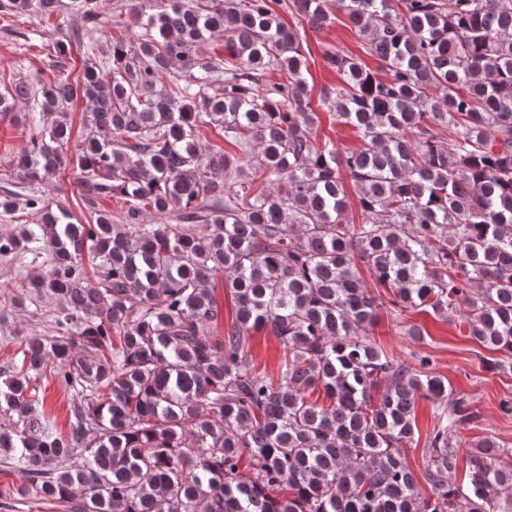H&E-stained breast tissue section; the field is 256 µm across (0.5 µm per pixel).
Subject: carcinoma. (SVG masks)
<instances>
[{
    "label": "carcinoma",
    "mask_w": 512,
    "mask_h": 512,
    "mask_svg": "<svg viewBox=\"0 0 512 512\" xmlns=\"http://www.w3.org/2000/svg\"><path fill=\"white\" fill-rule=\"evenodd\" d=\"M272 2L138 0L144 33L136 47L112 39V75L89 58L73 83L0 95V112L34 100L42 127L17 161L28 193L0 197L39 220L0 237V254L44 256L27 287L55 302L54 334L25 339L0 391V456L27 474L20 496L70 512H512V468L491 440L467 454V487L453 485L455 439L475 415L427 357L360 336L384 303L357 268L391 306L459 313L471 339L512 355V0H338L386 72L326 54L341 84L319 106L364 143L345 154L316 136L309 48ZM99 4L0 0V13L79 41L105 32ZM292 9L314 29L332 19L330 0ZM268 70L283 82L260 84ZM79 96L92 110L72 146ZM211 125L258 151L201 142ZM72 164L88 224L38 190ZM246 166L261 181L230 190ZM114 196L119 216L98 211ZM219 273L236 306L223 335ZM265 328L283 347L277 379L248 356ZM49 368L72 395L66 435L31 386ZM421 398L434 414L425 493L402 452Z\"/></svg>",
    "instance_id": "cac0c4a2"
}]
</instances>
